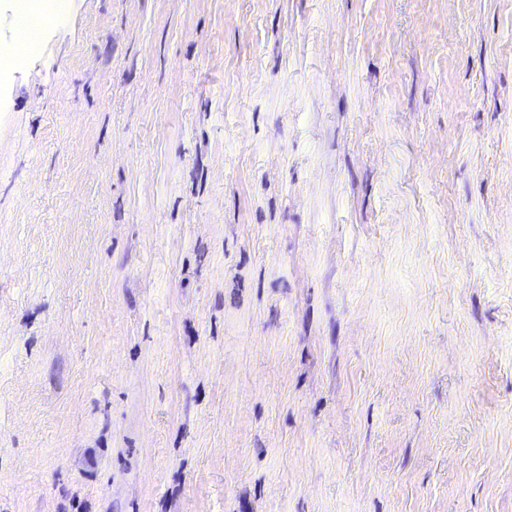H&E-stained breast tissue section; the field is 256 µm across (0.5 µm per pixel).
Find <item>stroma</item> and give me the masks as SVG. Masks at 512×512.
Instances as JSON below:
<instances>
[{
	"instance_id": "stroma-1",
	"label": "stroma",
	"mask_w": 512,
	"mask_h": 512,
	"mask_svg": "<svg viewBox=\"0 0 512 512\" xmlns=\"http://www.w3.org/2000/svg\"><path fill=\"white\" fill-rule=\"evenodd\" d=\"M0 512H512V0H64L0 80Z\"/></svg>"
}]
</instances>
